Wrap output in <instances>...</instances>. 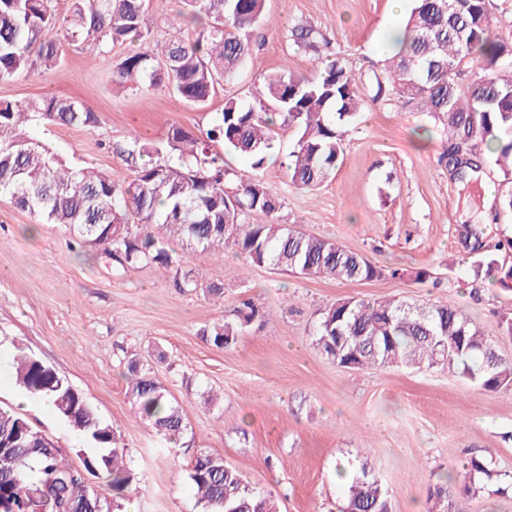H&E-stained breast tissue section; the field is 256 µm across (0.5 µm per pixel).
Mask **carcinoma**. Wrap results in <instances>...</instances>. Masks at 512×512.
<instances>
[{"mask_svg":"<svg viewBox=\"0 0 512 512\" xmlns=\"http://www.w3.org/2000/svg\"><path fill=\"white\" fill-rule=\"evenodd\" d=\"M266 0H183L200 29L193 39L175 35L156 48L127 55L114 81L134 89L168 83L189 104H206L220 82L232 78L252 57L248 37L258 26ZM490 0H412L405 22L406 42L384 60L387 78L374 98L385 94L430 114L445 136L440 164L464 190L478 185L492 167L512 179V39L493 38ZM146 0H72L61 20L49 0H0V81L32 70L48 72L60 62L57 34L86 35L105 46L145 37ZM322 33L313 26L291 30L299 49H316ZM363 99L356 76L340 58L321 60L312 76L289 69L266 73L244 104L224 99L213 125L195 134L174 126L165 144L132 137L122 151L134 179L123 188L95 168H74L46 144L27 134L34 119L88 131L98 114L71 97H35L0 103V196L45 224H57L81 248H103L127 269L153 264L174 273L185 291L220 295L224 285L204 283L188 258L223 255L232 248L246 261L268 264L307 278L368 282L384 269L337 241L307 234L280 220L278 192L260 178L239 176L225 187L224 154L242 155L263 166L275 148L278 129L294 133L288 156L291 182L315 189L334 177L344 141ZM224 148V153L214 150ZM262 214L260 223L250 221ZM464 249L482 258L486 275L512 288V239H487L485 228H457ZM177 236L189 253L180 259L166 237ZM313 343L344 366L336 351L354 354V369L392 366L422 369L454 365L485 391L512 389V363L502 360L484 333L452 305H416L400 300L348 297L325 304ZM264 316L244 294L233 319L201 329L220 349ZM18 384L47 402L94 447L79 450L82 468L63 462L53 442L24 418L0 409V497L19 512H110L111 501L97 496L83 473L108 478L120 495L132 478L124 466L125 447L112 426L100 420L81 395L54 369L27 355L14 358ZM130 392L139 414L158 434L171 439L187 429L181 406L166 385L138 359L128 363ZM463 493L477 497L488 482L503 480L493 462L472 455L463 463ZM190 480L206 512H273L270 497L227 466L220 455L195 457ZM429 512H449L448 483L434 487ZM342 512H392L387 490L367 467L352 474Z\"/></svg>","mask_w":512,"mask_h":512,"instance_id":"cac0c4a2","label":"carcinoma"}]
</instances>
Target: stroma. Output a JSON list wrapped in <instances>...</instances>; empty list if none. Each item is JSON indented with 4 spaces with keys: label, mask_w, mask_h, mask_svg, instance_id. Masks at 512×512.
Returning <instances> with one entry per match:
<instances>
[{
    "label": "stroma",
    "mask_w": 512,
    "mask_h": 512,
    "mask_svg": "<svg viewBox=\"0 0 512 512\" xmlns=\"http://www.w3.org/2000/svg\"><path fill=\"white\" fill-rule=\"evenodd\" d=\"M182 10L181 0H148L145 42L106 50L80 38L62 42L56 69L0 81V102L45 95L83 101L99 113V128L37 120L29 133L71 165L105 170L125 186L133 169L121 151L131 136L161 144L171 127L206 129L225 98H250L260 73L282 65L312 74L318 53L297 49L287 38L292 27H318L327 40L322 52L344 58L365 92L383 76L390 32L403 20L389 0H267L253 33L255 63L218 86L205 107L189 106L163 84L137 90L113 83L117 64L147 42L172 32L194 35ZM443 139L427 113L394 98L369 99L334 178L317 189L290 181L289 130H280L261 169L226 156L231 173H253L277 187L283 223L401 271L365 283L249 265L228 249L220 259L192 260L203 281L223 284V295L183 292L170 272L117 267L98 250L74 248L64 228L0 197V347L53 368L120 435L133 490L116 498L115 512H205L189 478L202 452L223 456L271 495L277 512H339L347 473L364 464L387 489L393 512H428L433 487L475 454L512 475V393L484 391L445 367L348 370L313 343L318 310L337 299L449 303L512 362V336L499 326L512 312V293L477 274L457 233L458 225L483 224L491 240L512 238V213L500 212L497 201L512 184L488 174L495 197L466 201L438 161ZM421 269L430 279H416ZM244 290L264 317L232 346L216 348L198 331L230 319ZM132 357L151 367L181 405L187 430L180 440L166 441L137 417L129 396ZM211 391L224 395L218 407L205 403ZM14 392L0 388V408L24 417L80 466L72 427L48 403L25 406ZM448 493L455 512H512L511 491L491 487L471 498L456 481Z\"/></svg>",
    "instance_id": "35a3bbf8"
}]
</instances>
